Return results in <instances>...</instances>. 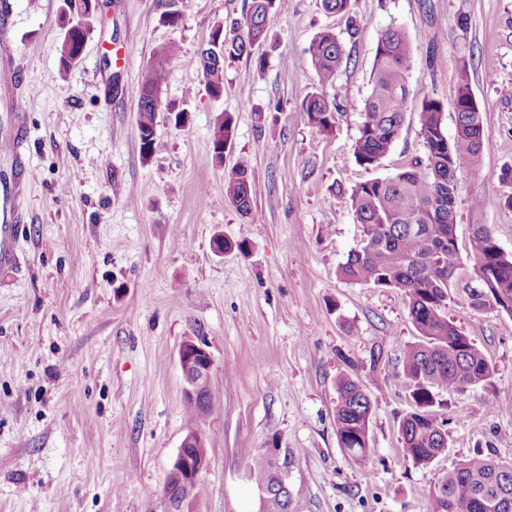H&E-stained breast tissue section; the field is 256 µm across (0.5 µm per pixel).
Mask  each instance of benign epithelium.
<instances>
[{
	"mask_svg": "<svg viewBox=\"0 0 512 512\" xmlns=\"http://www.w3.org/2000/svg\"><path fill=\"white\" fill-rule=\"evenodd\" d=\"M178 362L185 399L202 406L208 404L212 400L213 360L204 340L199 336L186 339L180 346ZM209 464L204 434L198 428L188 429L170 467V471L181 474V481L162 490L163 512H200L196 486L208 471Z\"/></svg>",
	"mask_w": 512,
	"mask_h": 512,
	"instance_id": "1",
	"label": "benign epithelium"
}]
</instances>
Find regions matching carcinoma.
<instances>
[{
    "instance_id": "carcinoma-1",
    "label": "carcinoma",
    "mask_w": 512,
    "mask_h": 512,
    "mask_svg": "<svg viewBox=\"0 0 512 512\" xmlns=\"http://www.w3.org/2000/svg\"><path fill=\"white\" fill-rule=\"evenodd\" d=\"M278 0H251L244 22L245 35L231 38L216 28L213 41L201 52V76L211 98L224 95L225 59L251 55L256 42L266 37L269 15ZM101 22L100 12L84 11L80 20L64 19L59 46V77L79 61L85 37ZM178 53L174 43L160 46L142 76L137 127L142 156L155 152L159 113L165 112L177 126L186 124V111L172 110L156 92L162 86L165 66ZM308 53L320 91L308 96L303 111L309 123L326 135L333 133L339 105L325 88L333 84L344 47L331 30L320 32ZM411 47L398 27L383 31L377 41L371 90L364 102L363 121L353 145L356 161L376 168L400 136L404 114L413 95L410 83ZM420 135L425 158L391 176L373 178L351 187L345 195L363 238L340 267L351 282L396 288L409 302V314L421 340L403 354L412 408L399 421L403 453L415 465L433 462L448 447L443 424L433 414L440 405L439 393L491 383L489 360L447 318L448 307L462 304L474 311L485 306L489 296L504 304L512 315V256L503 253L491 229L471 225L469 243L460 249L456 236L457 182L462 174L476 172L483 144L480 111L455 110V134L445 129L444 103L427 96L418 105ZM232 135L231 117L214 123L212 156L226 147ZM250 168L242 159L224 175L227 199L242 213L251 209ZM335 422L339 445L351 459L363 463L373 453L369 442L371 399L353 378L337 379ZM271 458L258 455L248 463L255 483L273 479ZM512 502V464H502L488 455L473 457L449 471L429 493V512H498L496 504Z\"/></svg>"
}]
</instances>
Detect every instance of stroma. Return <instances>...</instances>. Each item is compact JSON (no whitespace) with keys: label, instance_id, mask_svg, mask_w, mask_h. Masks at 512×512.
<instances>
[{"label":"stroma","instance_id":"stroma-1","mask_svg":"<svg viewBox=\"0 0 512 512\" xmlns=\"http://www.w3.org/2000/svg\"><path fill=\"white\" fill-rule=\"evenodd\" d=\"M249 3L179 0L171 26L157 0H108L62 80L64 0H0L15 66L0 104L17 105L0 136L18 132L33 172L18 200L20 265L0 272V512H162L165 476L196 425L210 457L201 512H258L246 467L257 455L278 465L292 512H428L429 488L475 453L512 462V315L449 307L488 356L494 382L442 393L435 414L448 446L416 466L403 457L398 427L411 407L402 351L418 340L406 298L338 273L362 235L344 189L424 154L412 108L378 168L353 154L376 43L390 26L411 39L415 99H442L450 133L468 71L483 147L476 174L459 180L456 235L464 246L471 225H488L512 255V207L502 202L512 187L499 180L512 167V0H352L347 14L326 13L321 0H283L266 40L225 62L224 96L212 99L197 80L200 48ZM326 29L345 48L327 90L341 105L329 136L302 109L319 89L306 49ZM166 43L179 52L164 96L191 120L159 118L146 160L137 92ZM223 112L233 136L219 164L211 129ZM243 158L245 215L224 190L225 171ZM219 234L233 250L214 252ZM189 336L204 337L213 357L212 410L198 422L178 364ZM343 374L372 402L375 453L361 465L336 437Z\"/></svg>","mask_w":512,"mask_h":512}]
</instances>
